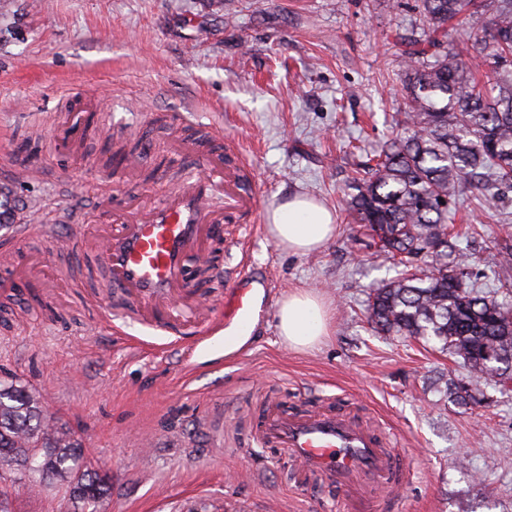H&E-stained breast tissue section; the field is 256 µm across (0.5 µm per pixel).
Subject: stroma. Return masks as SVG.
I'll list each match as a JSON object with an SVG mask.
<instances>
[{
    "mask_svg": "<svg viewBox=\"0 0 512 512\" xmlns=\"http://www.w3.org/2000/svg\"><path fill=\"white\" fill-rule=\"evenodd\" d=\"M415 0H0V174L13 185L14 223L38 210L60 253L31 227L0 243V284L14 310L0 322V371L17 375L43 409L107 465L108 512H342L335 487L302 483L287 457L253 437L270 400L301 409L334 403L397 437L414 473L372 512H512V390L483 386L461 406L445 379L467 367L425 343L377 335L371 288L396 275L342 204L347 185L399 134L405 93L391 47L408 33ZM103 114V135L81 136ZM206 127L250 165L259 205L230 225L220 266L242 254L272 275L274 302L304 289L327 305L329 333L306 350L257 329L252 352L224 362L221 339L192 366L151 322L122 324L104 301L94 245L105 220L140 189L157 203L183 179L170 140L148 114ZM138 142L140 164L99 166L108 139ZM306 194L336 213V234L295 255L271 240L273 203ZM452 229L480 289L512 303V266L492 265L512 245V196L466 194Z\"/></svg>",
    "mask_w": 512,
    "mask_h": 512,
    "instance_id": "stroma-1",
    "label": "stroma"
}]
</instances>
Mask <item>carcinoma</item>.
<instances>
[{"label":"carcinoma","instance_id":"carcinoma-1","mask_svg":"<svg viewBox=\"0 0 512 512\" xmlns=\"http://www.w3.org/2000/svg\"><path fill=\"white\" fill-rule=\"evenodd\" d=\"M415 33L394 43L407 92L397 135L345 199L379 251L403 266L372 289L368 322L381 336L434 341L463 360L471 378L499 381L512 371V306L471 285L468 259L449 239L451 206L464 186L486 200L512 191V0H417ZM462 16L468 57L446 50L448 22ZM124 144L110 169L135 158ZM432 257L429 271L414 259ZM454 401L478 403L473 384ZM32 492L58 483L67 512H100L112 496L108 473L85 461L75 433L46 414L14 375L0 376V512L17 476Z\"/></svg>","mask_w":512,"mask_h":512}]
</instances>
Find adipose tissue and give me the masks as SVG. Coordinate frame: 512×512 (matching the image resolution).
<instances>
[{"label": "adipose tissue", "instance_id": "adipose-tissue-1", "mask_svg": "<svg viewBox=\"0 0 512 512\" xmlns=\"http://www.w3.org/2000/svg\"><path fill=\"white\" fill-rule=\"evenodd\" d=\"M271 238L293 254H305L323 246L333 235L332 213L305 196H289L267 211ZM279 333L288 346L312 345L327 333V313L311 292L297 291L283 299L278 310Z\"/></svg>", "mask_w": 512, "mask_h": 512}]
</instances>
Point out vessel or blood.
I'll return each instance as SVG.
<instances>
[{"label": "vessel or blood", "instance_id": "obj_1", "mask_svg": "<svg viewBox=\"0 0 512 512\" xmlns=\"http://www.w3.org/2000/svg\"><path fill=\"white\" fill-rule=\"evenodd\" d=\"M183 150L194 155L199 170L162 205L112 213L102 256L110 286L125 302L121 318L143 321L150 309L194 288L186 272L189 260L207 258L206 243L222 231L226 218L257 207L258 196L244 181V162L236 149L202 152L187 142ZM218 185L224 189V207L214 210L207 200ZM225 281L220 316L202 306L167 316V325L189 338L182 351L184 361H192L217 336L224 340L225 362L242 359L252 348L246 330L267 320V277L242 261ZM255 434L266 448L285 451L305 476L339 488L347 499L363 494L367 484L378 487L410 474L392 433L329 407L289 410L271 405Z\"/></svg>", "mask_w": 512, "mask_h": 512}]
</instances>
